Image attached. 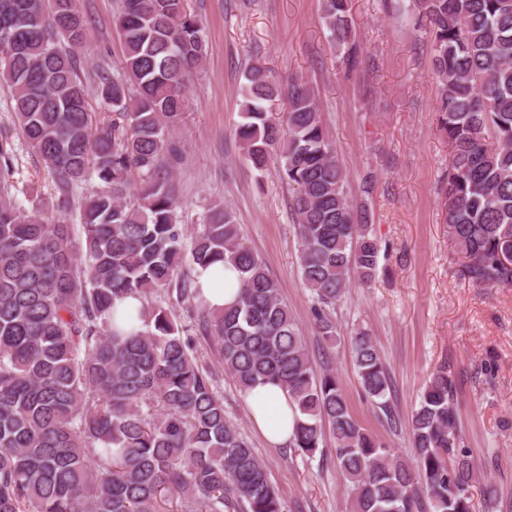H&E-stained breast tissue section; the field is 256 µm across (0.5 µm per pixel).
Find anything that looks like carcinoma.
I'll use <instances>...</instances> for the list:
<instances>
[{
  "instance_id": "1",
  "label": "carcinoma",
  "mask_w": 512,
  "mask_h": 512,
  "mask_svg": "<svg viewBox=\"0 0 512 512\" xmlns=\"http://www.w3.org/2000/svg\"><path fill=\"white\" fill-rule=\"evenodd\" d=\"M408 10L433 44L438 123L451 146L445 223L462 274L512 288V0H409ZM322 20L352 72L351 0H322ZM114 25L124 60L116 73L99 72L98 95L126 124L95 125L78 73L90 38L79 0H0V82L52 174L57 209L91 176L102 183L79 207V249L71 225L11 193L14 147L0 132V512H157L164 493L180 512H285L183 326L149 301L161 291L194 306L242 390H288L292 447L332 459L348 482L347 512H473L481 471L462 448L447 369L431 374L412 411L407 458L361 425L333 371L313 369L277 282L231 212L212 207L184 247L170 183L183 147L170 132L185 118V83L206 60L205 27L188 0H120ZM244 77L236 136L253 167L276 157L293 188L301 277L317 333L332 343L331 309L351 277L374 281L380 244L366 202L349 196L315 89L295 79L284 94L260 65ZM282 94L287 111L276 119L268 103ZM219 261L238 271L239 299L209 309L183 267ZM124 297L141 303L142 327L114 325ZM350 345L364 397L397 429L382 353L361 328Z\"/></svg>"
}]
</instances>
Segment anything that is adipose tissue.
<instances>
[{
	"label": "adipose tissue",
	"mask_w": 512,
	"mask_h": 512,
	"mask_svg": "<svg viewBox=\"0 0 512 512\" xmlns=\"http://www.w3.org/2000/svg\"><path fill=\"white\" fill-rule=\"evenodd\" d=\"M200 294L215 309L232 304L239 293V276L229 265L216 263L195 270ZM252 420L272 446H287L292 438L295 409L286 391L274 384H259L245 393Z\"/></svg>",
	"instance_id": "obj_1"
}]
</instances>
